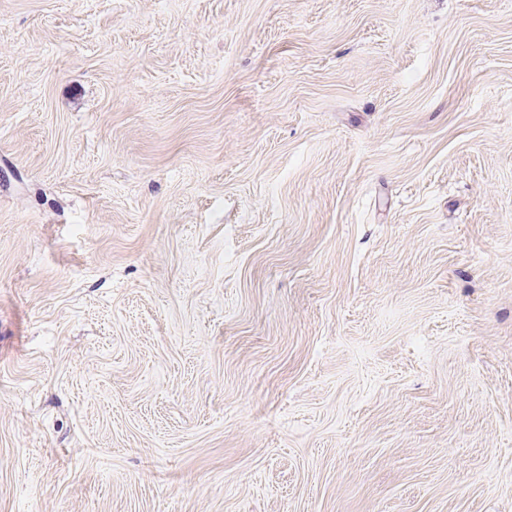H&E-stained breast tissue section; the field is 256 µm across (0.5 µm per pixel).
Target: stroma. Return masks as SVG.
I'll list each match as a JSON object with an SVG mask.
<instances>
[{
    "label": "stroma",
    "mask_w": 512,
    "mask_h": 512,
    "mask_svg": "<svg viewBox=\"0 0 512 512\" xmlns=\"http://www.w3.org/2000/svg\"><path fill=\"white\" fill-rule=\"evenodd\" d=\"M0 512H512V0H0Z\"/></svg>",
    "instance_id": "stroma-1"
}]
</instances>
